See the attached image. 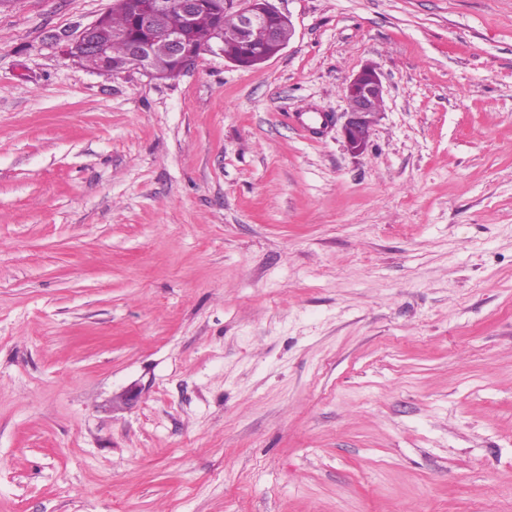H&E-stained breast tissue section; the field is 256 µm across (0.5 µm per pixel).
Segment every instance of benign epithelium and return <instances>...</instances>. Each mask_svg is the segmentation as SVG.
<instances>
[{"instance_id": "benign-epithelium-1", "label": "benign epithelium", "mask_w": 512, "mask_h": 512, "mask_svg": "<svg viewBox=\"0 0 512 512\" xmlns=\"http://www.w3.org/2000/svg\"><path fill=\"white\" fill-rule=\"evenodd\" d=\"M212 7L210 0H142L137 4L134 13V25L138 31L153 35L160 31L162 16L171 9L178 10L186 20ZM237 26L242 32L248 33L263 28L268 42L274 44L277 51H283L288 42L279 38L278 24L293 26L290 17L280 12L272 0H225L222 4L221 25L215 28L209 38L193 48L188 44L186 34L167 32L162 36V46L174 62L179 72L186 71L204 53L221 52L224 23ZM102 19H97L82 29L71 42L67 52L78 61L94 56L105 62L108 47L97 38ZM153 43L145 38L130 39L128 52L132 60V68L145 74H151L146 62L151 54ZM345 95L349 103V119L342 126V133L351 152H363L371 136L370 118L383 109L385 89L381 75L377 69L366 66L354 74L345 86Z\"/></svg>"}]
</instances>
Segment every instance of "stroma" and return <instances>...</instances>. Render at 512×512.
<instances>
[{"mask_svg": "<svg viewBox=\"0 0 512 512\" xmlns=\"http://www.w3.org/2000/svg\"><path fill=\"white\" fill-rule=\"evenodd\" d=\"M112 2L0 0V512H512V0L169 80L66 54ZM349 119L342 126L348 148L362 153L371 136L370 118L382 112L385 89L377 69L366 66L354 74L345 86Z\"/></svg>", "mask_w": 512, "mask_h": 512, "instance_id": "obj_1", "label": "stroma"}]
</instances>
